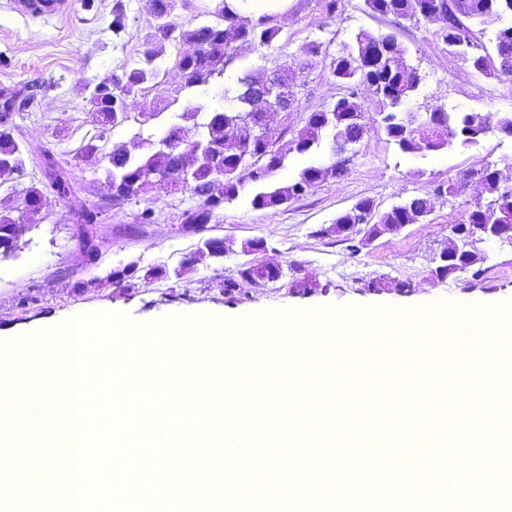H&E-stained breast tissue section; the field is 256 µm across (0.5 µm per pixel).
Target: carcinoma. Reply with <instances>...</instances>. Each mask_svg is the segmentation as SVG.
Segmentation results:
<instances>
[{"label": "carcinoma", "instance_id": "cac0c4a2", "mask_svg": "<svg viewBox=\"0 0 512 512\" xmlns=\"http://www.w3.org/2000/svg\"><path fill=\"white\" fill-rule=\"evenodd\" d=\"M458 15L451 24L438 25L436 35L449 44L457 37L459 27H494L489 43L475 44L470 66L494 79H510L500 69V57L512 60V24L503 19L512 16V0H454ZM365 9L373 14L391 17L395 22L420 20L432 21L436 11L448 15V0H364ZM147 10L154 21L155 39L159 43L175 41L180 44L176 67L187 89L207 88L213 79L224 75L233 62V51L239 42L259 48L273 46L279 28L273 24V14L247 17L228 9L225 0H217L212 14L215 23H204L195 28L181 30L169 20L170 0H147ZM407 49L396 34H373L365 30L357 33L353 47L332 58V73L336 79L356 88L368 87L383 104L381 122L387 137L407 154L424 155L448 148L455 142L475 144L483 131L497 127L512 128L511 117L494 118L491 112H462L445 105H434L411 123L405 110L406 103L418 86L416 71L400 68L406 60ZM159 52L150 47L143 51L138 66L123 72V83L113 81L108 75L101 83L108 90L98 95H88L92 122L98 135L81 147L84 154L98 150L96 141L112 128L128 120L126 99L154 82L159 74ZM35 99L32 86L25 85L15 91L0 95V168L9 167L20 173L26 168V150L14 137V115ZM181 122L172 124L158 140L147 142L144 153L133 157L114 150L108 156L107 178L111 185L112 200L127 201L152 191L167 193L187 192L190 204L181 214L182 223L204 228L211 223L224 204L235 200L241 193L250 194L253 208H277L299 197L313 183L310 169L306 168L298 179L275 184L272 178L284 165L283 154L275 148L273 136L252 137L255 113L247 105H232L208 112L189 108L179 115ZM366 116L355 93L336 99L327 108L310 113L304 127L290 141L289 149L298 154L312 153L327 144L332 149L336 142L347 141L365 129ZM41 171L58 196L68 198L73 194L71 171L48 152L41 156ZM157 173L167 177L165 184L154 186L146 177ZM483 191L488 196L466 212L457 223L503 224L512 229V195L502 194L498 170L486 167L479 172ZM42 190L29 188L21 203L14 205L10 197L0 200V256L16 248L27 224L39 219L42 209ZM374 213L375 224H415L430 213L429 199L413 196L404 202L379 212L372 200L357 201L351 208L340 212L333 221L332 231L340 224H356L361 214ZM101 211L78 208L74 223L83 236L88 261L95 260L92 241L86 232L88 226L98 223ZM167 275L164 267L155 266L146 274L132 264L112 270V285L117 288H137L152 279ZM264 278L270 276L263 265L247 264L238 271V277L224 279V295L235 298L239 283L237 278Z\"/></svg>", "mask_w": 512, "mask_h": 512}]
</instances>
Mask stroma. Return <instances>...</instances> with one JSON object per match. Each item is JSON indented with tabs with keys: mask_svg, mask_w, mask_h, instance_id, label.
Instances as JSON below:
<instances>
[{
	"mask_svg": "<svg viewBox=\"0 0 512 512\" xmlns=\"http://www.w3.org/2000/svg\"><path fill=\"white\" fill-rule=\"evenodd\" d=\"M126 16L121 35L112 32L115 10ZM280 28L273 48L240 44L234 62L207 91L185 90L174 59L178 47L165 43L159 56L157 85L128 99V121L112 128L96 154L81 158L78 149L95 133L87 101L88 83L137 66L153 32L146 0H71L60 17L18 14L12 0H0V90L34 84V108L16 119L14 135L28 150L24 176L0 179V188L22 201L27 188L42 184L40 156L55 153L71 169L75 200L43 192L39 223L27 225L14 255L0 258V342L94 312H119L147 324L179 314L209 313L231 320L266 310H324L348 305L424 307L453 303L461 307L500 306L512 301V247L485 244L484 275L472 280L457 274L434 278L435 259L448 246L449 225L483 202L485 193L465 183L466 174L494 166L502 180L512 181V137L491 131L475 144L426 155L402 153L374 117L381 104L367 88L358 99L367 117L364 136L345 176L315 182L303 196L275 209L257 210L249 196L225 205L211 224L198 231L183 225L181 213L190 203L186 193L153 192L115 202L105 176L109 154L118 147L132 155L142 152L144 138H160L185 108L205 109L225 104L244 74L261 75L299 59L302 48L319 42L323 54L315 65L298 71L293 110L273 112L269 124L286 149L304 126L309 113L325 109L347 94L333 77L335 57L352 44L357 32H396L407 49V61L419 85L406 108L422 112L444 104L467 110L512 115V80H495L475 71L449 53L433 24L395 23L365 11L363 0H340L335 15H327L323 0H294L277 16ZM462 183L459 196L436 195L439 184ZM412 196H426L431 212L418 224L406 225L365 244L360 250L321 227L358 200L371 199L385 211ZM102 208L91 233L97 258L88 261L72 218L74 204ZM150 210L152 221L138 223ZM207 238L226 241L224 257L215 259L203 247ZM261 239L262 252H245ZM281 266L284 278L274 284L244 282L237 299L224 295L225 277L245 263ZM136 264L140 270L166 266L165 278L135 289L114 287L112 269ZM407 282L401 291L377 292L376 278Z\"/></svg>",
	"mask_w": 512,
	"mask_h": 512,
	"instance_id": "stroma-1",
	"label": "stroma"
}]
</instances>
